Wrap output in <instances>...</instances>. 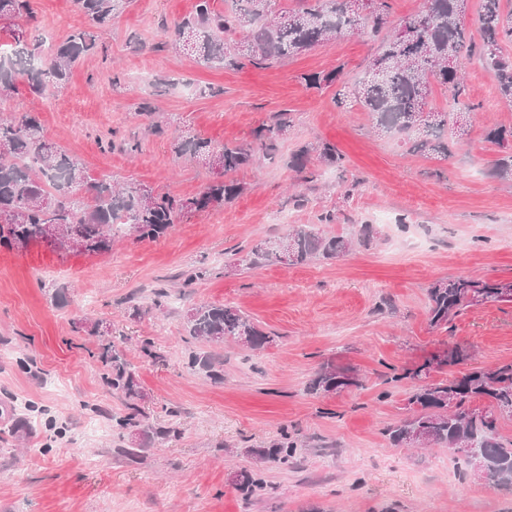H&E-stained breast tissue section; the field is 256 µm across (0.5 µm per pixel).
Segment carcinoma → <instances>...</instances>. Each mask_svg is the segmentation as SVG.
<instances>
[{
    "label": "carcinoma",
    "mask_w": 512,
    "mask_h": 512,
    "mask_svg": "<svg viewBox=\"0 0 512 512\" xmlns=\"http://www.w3.org/2000/svg\"><path fill=\"white\" fill-rule=\"evenodd\" d=\"M88 26L72 31L63 41L46 40L36 25L34 0H0V29L11 42L0 43V101L17 91L18 77L29 92L50 96L69 79L72 68L87 56L98 53V31L111 20L122 0H73ZM272 0H232L223 12L214 0H196L193 14L178 22L168 34L170 43L182 45L206 66L238 70L248 65L262 68L300 55L333 38L361 34L380 43L363 75L352 85L354 102L372 114L376 126L406 137L411 153L448 156L444 140L448 126L461 132L470 114L481 106L467 104L462 112L428 109L430 83L450 90L453 103L465 98L460 75L462 61L477 60L490 74L500 97L512 102V56L504 46L512 44V12L503 13L500 0H483L476 31L464 21V0H426L425 10L415 18L395 22L387 0H378L363 14L358 0H296L297 5L273 10ZM338 68L328 73L301 76L307 88L320 89L342 80ZM288 112H278L269 125H262L253 140L241 144L213 146L195 134L181 133L173 139L179 158L202 161L214 178L204 191L182 198L157 192L146 185L116 187L109 177H93L77 158L49 142L39 117L33 112H16L0 119V245L25 248L43 240V229L59 227L61 237L74 235L83 243L82 252L107 253L112 240L124 233L138 239L165 235L190 212L206 211L234 199L241 191L231 175L254 163L256 156L273 157L277 142L290 128ZM487 139L504 149L495 162V173L512 178V127L491 129ZM341 168L345 156L329 142L303 146L290 160V168L302 182L316 177L312 159ZM292 243L291 265L317 258L340 259L355 244L371 242L372 228L360 225L358 237L327 235L303 224L284 236L270 238L251 248L243 262L249 269L279 260L283 238ZM429 326L448 330L451 321L467 309L485 303H512V280L463 276L443 279L428 289ZM189 336L212 345L225 339L244 341L251 350L270 342L248 316L225 305H201L187 319ZM470 358L461 348L438 351L415 369H403L392 377L416 381L407 398V416L384 430L395 446L406 445V436L419 430L431 439L433 448H459L475 441L485 448L490 481L512 488V440L503 441L499 424L512 419V363L491 368H472L445 379L430 378L431 371L458 366ZM102 363L112 370V390L128 397L139 395L127 363L112 344L102 347ZM192 365L217 378L215 356L206 353ZM364 387L360 374L332 361L321 364L306 391L326 396ZM454 396L458 411L448 414V396ZM147 414L137 405L117 422L121 429L146 425ZM294 445L288 434L270 448H250L260 460L288 463ZM236 485L245 504H250L256 482L250 473L237 474Z\"/></svg>",
    "instance_id": "carcinoma-1"
}]
</instances>
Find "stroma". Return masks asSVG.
<instances>
[{
  "label": "stroma",
  "mask_w": 512,
  "mask_h": 512,
  "mask_svg": "<svg viewBox=\"0 0 512 512\" xmlns=\"http://www.w3.org/2000/svg\"><path fill=\"white\" fill-rule=\"evenodd\" d=\"M34 4L40 29L56 39L86 25L72 0ZM195 4L124 0L99 33L103 52L74 67L61 91L42 98L22 88L8 103L37 113L47 139L91 175L180 197L213 175L176 157L174 136L220 146L252 140L277 112L293 124L275 158L235 173L238 197L161 238L119 236L104 254L0 247V512H512V491L459 477L453 451L397 447L384 433L410 387L394 371L447 343L467 350L471 368L512 362V303L468 309L443 332L429 327L427 297L440 279H512V181L496 177L499 151L486 137L512 127V105L486 69L464 63L481 111L448 158L414 155L354 102L337 106L338 86L301 81L339 68L354 82L375 42L347 36L265 68H206L164 44V27ZM323 140L344 154V169L321 163L316 180L297 183L291 156ZM326 212L336 216L333 234L371 225L370 246L306 265H235V250L286 232L276 214L298 225ZM212 304L241 310L273 337L255 351L231 340L215 347L220 381L188 366L206 346L189 336L187 314ZM85 319L110 324L111 337L74 332ZM109 339L150 416V431L131 441L116 427L127 401L104 384L97 359ZM146 340L162 361L142 354ZM327 360L359 370L363 388L306 394ZM285 430L295 440L288 465L253 456ZM133 442L144 448L134 462L118 453ZM244 469L262 484L248 505L230 479Z\"/></svg>",
  "instance_id": "obj_1"
}]
</instances>
